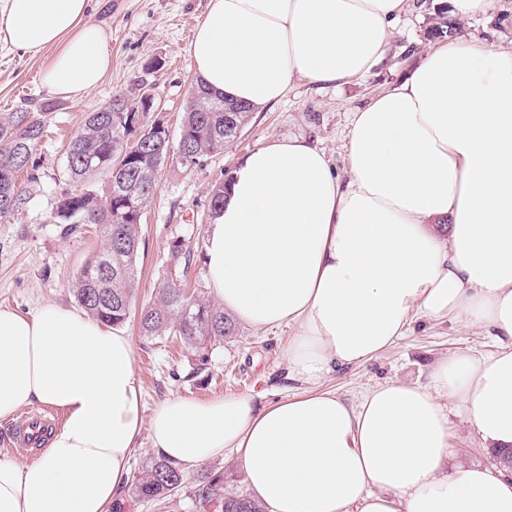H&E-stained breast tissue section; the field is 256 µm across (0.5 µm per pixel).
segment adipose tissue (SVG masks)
Masks as SVG:
<instances>
[{
	"label": "adipose tissue",
	"mask_w": 512,
	"mask_h": 512,
	"mask_svg": "<svg viewBox=\"0 0 512 512\" xmlns=\"http://www.w3.org/2000/svg\"><path fill=\"white\" fill-rule=\"evenodd\" d=\"M407 0H210L189 46L199 78L260 108L293 80L340 84L386 53ZM93 0H0V42L55 48L41 82L76 98L112 66ZM340 178L302 137L244 156L205 230L209 286L256 328L288 324V370L316 383L390 349L414 318L499 343L379 385L256 408L248 394L175 397L150 420L131 337L68 307L0 308V419L38 402L62 424L44 455L0 460V512H121L141 432L190 470L234 450L270 512H512V469L442 468L454 398L493 448L512 446V51L449 38L355 112ZM448 227L440 236L437 225Z\"/></svg>",
	"instance_id": "obj_1"
}]
</instances>
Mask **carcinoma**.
<instances>
[{
	"label": "carcinoma",
	"mask_w": 512,
	"mask_h": 512,
	"mask_svg": "<svg viewBox=\"0 0 512 512\" xmlns=\"http://www.w3.org/2000/svg\"><path fill=\"white\" fill-rule=\"evenodd\" d=\"M456 25L447 11L435 13L430 28L434 39L453 35ZM136 91L116 93L102 108L86 114L65 148V190L49 214L64 233L83 224L101 227L106 246L93 254L71 280L78 305L88 316L105 325L126 323L138 283L141 224L159 187V174L167 163L186 170L204 158L224 151L248 123L252 108L209 91L201 82L191 86L183 122L173 141L155 130L149 113L139 112L138 123H128L123 108L140 106ZM50 104L33 103L23 112L0 115V221L25 211L40 182L32 160L45 136ZM99 175L105 176L97 183ZM194 253L182 239L171 241L168 264L187 276ZM139 327L151 339L175 336L191 349H203L236 335L237 322L205 293L187 292L174 280L158 283L156 299L141 308ZM184 484L180 468L164 458L151 460L131 484L139 501L162 500ZM195 496L202 502L219 503L215 512H265L262 503L245 496L224 493V473L202 476Z\"/></svg>",
	"instance_id": "carcinoma-1"
}]
</instances>
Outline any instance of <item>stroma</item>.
Here are the masks:
<instances>
[{
  "instance_id": "stroma-1",
  "label": "stroma",
  "mask_w": 512,
  "mask_h": 512,
  "mask_svg": "<svg viewBox=\"0 0 512 512\" xmlns=\"http://www.w3.org/2000/svg\"><path fill=\"white\" fill-rule=\"evenodd\" d=\"M91 16L107 34L112 67L101 82L77 98L51 97L40 82L41 71L55 54L48 48L22 54L0 43V114L25 109L35 98L54 105L49 132L38 145L41 181L27 211L0 223V306L22 311L56 303L75 307L69 283L77 270L104 246L98 227L84 225L67 235L49 223L51 203L67 188L62 177L63 145L112 94L146 84L157 98L154 119L178 130L188 91L197 75L188 47L209 0H96ZM437 0H409L395 22L383 59L365 77L329 86L292 81L276 105L254 110L240 137L203 166L184 170L164 167L159 188L141 226V277L134 308L152 302L158 283L169 273L168 247L182 239L202 255L211 185L223 181L239 160L271 137L302 136L323 149L340 177L348 175L344 150L354 112L366 106L391 83L421 64L435 46L429 27ZM459 36L489 48H512V0H492L488 14L461 22ZM134 346L133 367L142 386V417L150 419L164 400L187 396L213 400L230 393L253 395L264 406L312 387L331 390L348 403H358L373 387L390 381H425L438 361L456 355L490 356L497 352L487 329L463 323L433 324L414 320L406 336L372 361L340 366L318 385L290 374L285 349L295 329H258L239 324L236 336L198 354L178 339H148L136 319L124 326ZM449 465L492 467L490 452L465 423L457 402L448 404ZM226 474L225 490L248 493L235 452H225L186 472L183 487L160 502H142L125 494L123 512H208L193 495L205 473Z\"/></svg>"
}]
</instances>
